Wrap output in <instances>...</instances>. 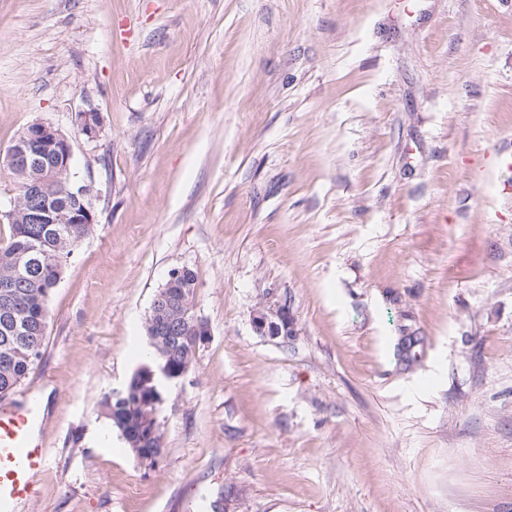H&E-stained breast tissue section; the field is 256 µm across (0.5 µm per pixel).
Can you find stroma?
<instances>
[{
  "mask_svg": "<svg viewBox=\"0 0 512 512\" xmlns=\"http://www.w3.org/2000/svg\"><path fill=\"white\" fill-rule=\"evenodd\" d=\"M35 121L98 223L12 394L50 457L18 512H512V0H0V155ZM181 267L209 334L147 465L100 401ZM492 171L500 175L512 173V140L501 141L494 144L490 151L485 154ZM252 328L262 337L279 338L295 336V319L287 307L275 302L261 304L252 316Z\"/></svg>",
  "mask_w": 512,
  "mask_h": 512,
  "instance_id": "35a3bbf8",
  "label": "stroma"
}]
</instances>
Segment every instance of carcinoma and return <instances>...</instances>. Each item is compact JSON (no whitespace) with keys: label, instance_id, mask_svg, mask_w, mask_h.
Instances as JSON below:
<instances>
[{"label":"carcinoma","instance_id":"carcinoma-1","mask_svg":"<svg viewBox=\"0 0 512 512\" xmlns=\"http://www.w3.org/2000/svg\"><path fill=\"white\" fill-rule=\"evenodd\" d=\"M77 181L70 171L55 170L35 200L24 208L21 222L9 225L7 241L0 243V279L21 272L22 278L10 301H0V398L10 395L27 378L41 357L49 317V299L64 274L68 259L94 230L92 224H58V212H80L92 206L91 199L75 194ZM174 287L185 289L176 313L165 318L148 316L146 329L157 330L171 320L183 324V336L157 341L153 345L156 364L168 368V376L149 379L143 369L133 373L126 386L104 395L102 407L131 452L138 459L161 452L160 431L153 428L150 415L154 403L162 401L163 378L175 380L193 361L191 324L196 275L190 268Z\"/></svg>","mask_w":512,"mask_h":512}]
</instances>
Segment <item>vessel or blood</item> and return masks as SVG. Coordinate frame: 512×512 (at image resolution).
Segmentation results:
<instances>
[{"label": "vessel or blood", "instance_id": "obj_1", "mask_svg": "<svg viewBox=\"0 0 512 512\" xmlns=\"http://www.w3.org/2000/svg\"><path fill=\"white\" fill-rule=\"evenodd\" d=\"M485 158L501 176L500 195L512 197V140L493 145ZM40 428L36 408L0 403V512H14L17 503L38 493L48 456Z\"/></svg>", "mask_w": 512, "mask_h": 512}]
</instances>
